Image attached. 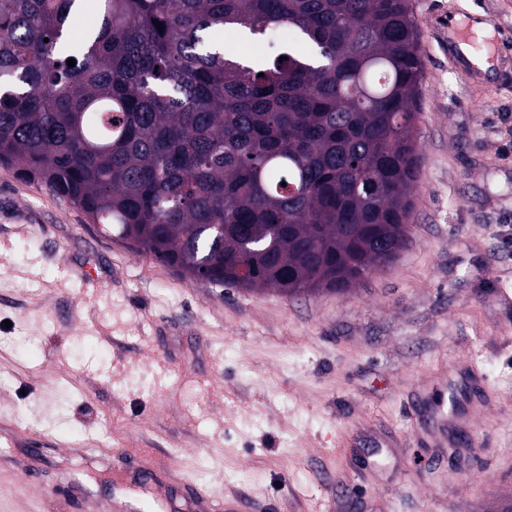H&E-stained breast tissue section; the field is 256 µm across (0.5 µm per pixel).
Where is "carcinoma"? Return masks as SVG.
I'll return each instance as SVG.
<instances>
[{"instance_id":"1","label":"carcinoma","mask_w":512,"mask_h":512,"mask_svg":"<svg viewBox=\"0 0 512 512\" xmlns=\"http://www.w3.org/2000/svg\"><path fill=\"white\" fill-rule=\"evenodd\" d=\"M85 2L0 0V166L218 286L343 293L398 255L412 0H93L74 41ZM278 31L287 46L250 58Z\"/></svg>"}]
</instances>
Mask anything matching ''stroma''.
I'll return each mask as SVG.
<instances>
[{"instance_id": "obj_1", "label": "stroma", "mask_w": 512, "mask_h": 512, "mask_svg": "<svg viewBox=\"0 0 512 512\" xmlns=\"http://www.w3.org/2000/svg\"><path fill=\"white\" fill-rule=\"evenodd\" d=\"M422 151L406 246L350 291L287 297L182 277L0 166V512L168 497L241 512H500L512 501V68L448 60V20L512 39V0H412ZM97 264L100 282L79 276ZM476 366L469 447L416 417L423 378Z\"/></svg>"}]
</instances>
